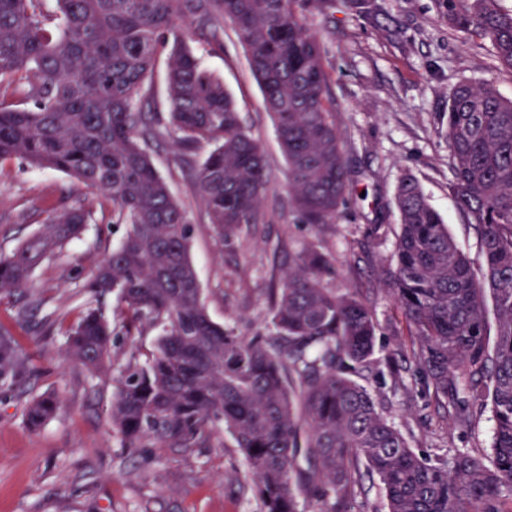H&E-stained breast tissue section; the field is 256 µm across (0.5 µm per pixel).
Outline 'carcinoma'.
Instances as JSON below:
<instances>
[{
  "instance_id": "carcinoma-1",
  "label": "carcinoma",
  "mask_w": 512,
  "mask_h": 512,
  "mask_svg": "<svg viewBox=\"0 0 512 512\" xmlns=\"http://www.w3.org/2000/svg\"><path fill=\"white\" fill-rule=\"evenodd\" d=\"M497 0H439L448 27L490 40L512 71V13ZM296 0H0V161L23 159L97 190L112 203L120 244L82 285L62 328L67 356L95 374L122 336L154 331L156 350L127 353L113 377L112 430L128 448H208L224 426L245 457L263 512H512V101L489 82L462 81L440 133L448 192L477 231L476 268L404 173L396 190L394 261L381 269L436 399L461 423L489 410L487 459L468 450L418 454L353 375L373 354L371 309L329 287L330 256L297 251L273 278L267 338L213 322L190 258L192 227L151 156L169 139L195 172L207 223L227 246L257 222L269 181L263 149L222 81L188 45L221 44L230 22L264 95L288 164L290 201L308 224H332L350 177L319 39ZM168 50L169 112L145 110ZM92 211L54 210L48 223L0 251V299L33 287L40 262L63 252ZM116 296L110 313L103 300ZM494 321H489V314ZM25 360L0 332V381ZM60 404L30 399L40 427ZM378 481L382 505L366 482Z\"/></svg>"
}]
</instances>
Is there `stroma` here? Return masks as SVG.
<instances>
[{
	"label": "stroma",
	"mask_w": 512,
	"mask_h": 512,
	"mask_svg": "<svg viewBox=\"0 0 512 512\" xmlns=\"http://www.w3.org/2000/svg\"><path fill=\"white\" fill-rule=\"evenodd\" d=\"M319 37L345 136L351 193L334 223H305L288 195V168L233 30L220 45L196 38L204 66L219 76L240 115L260 141L270 169L259 223L245 225L227 247L207 224L195 195L193 170L181 166L170 141L151 154L193 228L191 259L210 318L245 336H269L272 271L312 244L332 255L327 281L369 307L378 322L370 369L358 376L412 448L424 455L467 449L485 458L492 423L479 415L462 425L442 408L420 374L405 320L380 275L390 263L398 212L395 192L404 171L419 180L459 248L482 264L480 240L448 193V146L439 132L448 95L462 80L491 82L512 99V72L497 68L489 40L449 30L438 0H330L309 9ZM89 209L93 219L63 253L35 270L42 310L17 321L13 303L0 301V331L12 333L30 371L0 384V512H262L245 459L232 436L217 429L213 444L191 453L129 448L110 424L113 366L98 374L65 358V339L40 336L44 314L69 323L80 291L125 231L111 204L67 175L13 159L0 163V249L11 250L37 231L53 209ZM61 398L57 413L30 430L23 408L45 390Z\"/></svg>",
	"instance_id": "35a3bbf8"
}]
</instances>
